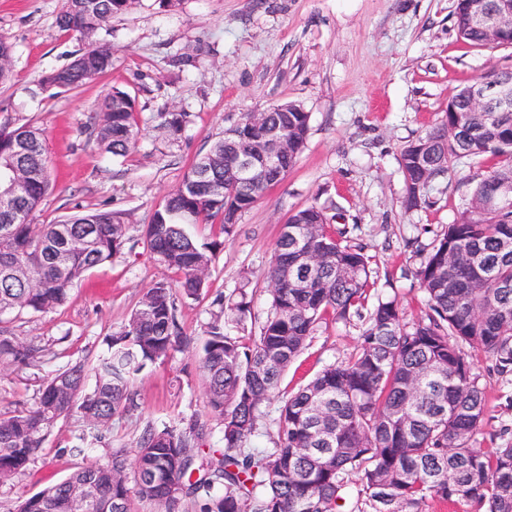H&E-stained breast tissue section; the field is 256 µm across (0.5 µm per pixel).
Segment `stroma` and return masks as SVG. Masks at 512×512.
I'll use <instances>...</instances> for the list:
<instances>
[{
	"label": "stroma",
	"instance_id": "35a3bbf8",
	"mask_svg": "<svg viewBox=\"0 0 512 512\" xmlns=\"http://www.w3.org/2000/svg\"><path fill=\"white\" fill-rule=\"evenodd\" d=\"M456 0H183L165 10L158 0L113 17L99 40L116 51L111 71L83 87L52 94L41 77L67 65L83 48L56 25L62 0H0V33L14 45L13 78L0 85V126L42 130L51 193L39 220L48 224L94 210L123 212L129 240L121 254L76 282L66 303L47 313L22 314L10 327L18 340L41 347L33 366L0 373V410L32 404L55 370L95 362L105 336L127 322L144 290L177 273L160 265L145 243L155 207L179 186L192 163L244 113L296 101L310 114L307 143L287 177L242 215L218 252L200 299H178L184 333L201 338L217 294L246 289L250 312L232 335L251 344L270 312L266 271L282 224L314 205L333 215L334 229L361 245L372 277L366 307L396 299L405 323L426 310L414 272L448 224L470 209L474 186L491 162L462 159L437 179L430 207L409 211L398 165L401 150L424 135L448 109V98L494 68H512V48H471L457 35ZM137 100L141 135L133 152H101L88 126L112 87ZM186 113L178 137L157 116ZM364 321L326 316L282 375L280 393L296 390L327 365L347 360ZM469 359L480 376L489 420L477 446L499 444L512 430V373L498 374L480 352ZM136 408L115 417L83 452L73 437L80 418L58 423L27 467L0 481V512L65 479L112 449L134 451L149 422L210 413L199 370V350L174 351L135 380Z\"/></svg>",
	"mask_w": 512,
	"mask_h": 512
}]
</instances>
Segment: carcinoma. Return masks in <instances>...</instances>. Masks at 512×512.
<instances>
[{"label":"carcinoma","instance_id":"1","mask_svg":"<svg viewBox=\"0 0 512 512\" xmlns=\"http://www.w3.org/2000/svg\"><path fill=\"white\" fill-rule=\"evenodd\" d=\"M137 3L65 0L57 25L88 46L45 74L41 88L67 91L112 70V45L94 36ZM463 4L457 0L455 8L460 39L475 48L500 47L470 24ZM12 55L9 37L0 34V85L13 77ZM136 114V99L112 88L92 125L101 151L125 157L136 147ZM159 118L176 135L187 115ZM265 120L288 144L283 178L306 145L310 114L288 101L269 107ZM245 130L238 124L224 130L146 225L150 252L179 280L147 288L128 322L106 337L107 351L92 367L66 365L44 382L31 406L0 411V479L25 469L59 421L78 415L98 430L133 410L135 377L188 342L177 319V296L201 295L224 238L279 177L240 179L232 172L230 161L248 146L234 133ZM18 141L26 144L23 167L32 178L13 210L0 209V371L26 368L38 354L17 341L3 317L62 306L71 286L128 240L119 211L34 223L50 188L46 143L30 126L1 129V184L13 178L11 150ZM463 156L499 159L477 182L476 199L512 185V112H470L463 123L447 112L405 146L398 165L406 209L430 205L434 181ZM195 224L218 227V237L197 242L185 230ZM330 226L331 217L313 205L282 225L267 272L271 312L252 345L230 335L219 317L208 326L200 370L207 406L222 426V447H203L210 431L197 418L160 420L140 434L134 457L116 448L106 461L79 466L25 498L15 512H132L136 500L154 503L160 512H180L187 498L196 512H339L351 475L371 512H421L429 497L480 512H512V441L494 448L471 444L488 410L464 351L487 353L499 373L512 372V198L462 213L436 239L416 270L427 299L424 317L409 327L396 300H379L354 355L280 400L271 419L267 404L323 315L343 322L361 315L370 286L363 247L343 243L346 230L334 234ZM238 296L227 302L220 293L212 304L242 322L249 302L244 289ZM265 422L275 435L262 447L254 440ZM87 483L94 495L73 502L72 493Z\"/></svg>","mask_w":512,"mask_h":512}]
</instances>
